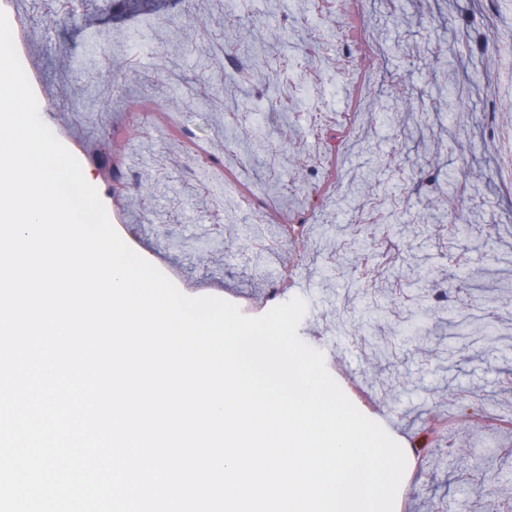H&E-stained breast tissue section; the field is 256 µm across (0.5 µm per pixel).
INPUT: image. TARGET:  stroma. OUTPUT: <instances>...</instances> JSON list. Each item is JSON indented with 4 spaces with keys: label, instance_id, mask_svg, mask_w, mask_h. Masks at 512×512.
I'll use <instances>...</instances> for the list:
<instances>
[{
    "label": "stroma",
    "instance_id": "35a3bbf8",
    "mask_svg": "<svg viewBox=\"0 0 512 512\" xmlns=\"http://www.w3.org/2000/svg\"><path fill=\"white\" fill-rule=\"evenodd\" d=\"M110 0H31L12 34L26 53L43 120L83 158L98 193H111L112 225L186 295L216 296L260 316L288 267V250L254 260V238L306 212L316 226L306 265L308 345L345 352L351 384L372 392L371 413L422 436L432 405L467 418L455 443L467 452L421 461L403 512H487L512 497V434L486 418L512 417V187L497 177L499 150L486 136L512 110V13L489 0H362L314 13L311 0H179L159 16L110 12ZM55 21L44 25L46 11ZM373 31L370 112L361 146L343 153L336 191L308 194L321 180L316 155L327 126L354 109V73L337 78L340 33ZM134 73L112 100L97 91L106 67ZM210 154L200 165L186 149ZM465 183L455 217L435 200ZM408 193L409 204L395 200ZM384 199L403 263L366 294L329 266L359 205ZM466 288L447 303L434 289ZM420 298L396 319L390 284ZM365 341L352 347L348 330ZM481 464L480 478L459 476Z\"/></svg>",
    "mask_w": 512,
    "mask_h": 512
}]
</instances>
